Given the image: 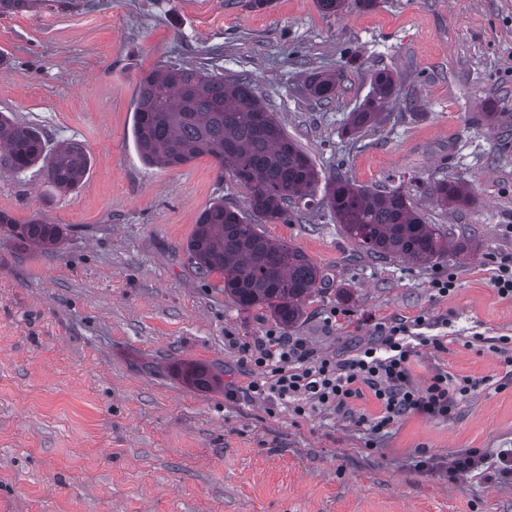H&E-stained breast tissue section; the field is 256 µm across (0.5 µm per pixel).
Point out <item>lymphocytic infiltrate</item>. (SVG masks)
I'll list each match as a JSON object with an SVG mask.
<instances>
[{
    "instance_id": "f902f5d3",
    "label": "lymphocytic infiltrate",
    "mask_w": 512,
    "mask_h": 512,
    "mask_svg": "<svg viewBox=\"0 0 512 512\" xmlns=\"http://www.w3.org/2000/svg\"><path fill=\"white\" fill-rule=\"evenodd\" d=\"M425 322L421 316L412 322L398 319L383 324L380 342L345 360L316 355L302 340L269 331L248 349L254 365L265 372L262 380L250 383L249 390L276 400L298 415L316 406L351 412L354 400L368 391L381 408L373 424L377 430L414 414L449 417L458 397L475 388L476 382L458 381L444 372L433 375L422 387L412 382L409 365L416 345L435 349L444 346L443 337L414 336L413 327ZM420 465L433 472H447L454 481L490 468L507 480L512 478V448L493 454L470 448L455 454L450 464L430 456Z\"/></svg>"
}]
</instances>
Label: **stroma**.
<instances>
[{
  "mask_svg": "<svg viewBox=\"0 0 512 512\" xmlns=\"http://www.w3.org/2000/svg\"><path fill=\"white\" fill-rule=\"evenodd\" d=\"M173 63L248 76L320 174L402 186L427 223L478 242L469 259L423 267L365 254L321 206L264 227L325 275L290 331L316 354L353 357L395 318L448 319L443 349L418 348L410 374L478 380L450 418L376 432L368 393L352 414L299 416L250 392L246 347L278 324L239 310L187 252L201 211L246 210V192L212 158L151 167L133 143L137 82ZM379 68L398 78L387 122L344 135ZM318 71L345 74L325 107L306 91ZM489 101L501 126L478 119ZM0 112L92 158L66 193L42 171L0 169V211L66 228L53 251L0 234V512H512V481L420 465L512 448V384L487 343L512 337V298L490 281L491 258L512 256V0H379L340 15L316 0L41 6L0 17ZM448 175L472 206L426 195ZM450 271L456 288L438 295L431 282ZM187 364L216 383L186 382Z\"/></svg>",
  "mask_w": 512,
  "mask_h": 512,
  "instance_id": "obj_1",
  "label": "stroma"
}]
</instances>
